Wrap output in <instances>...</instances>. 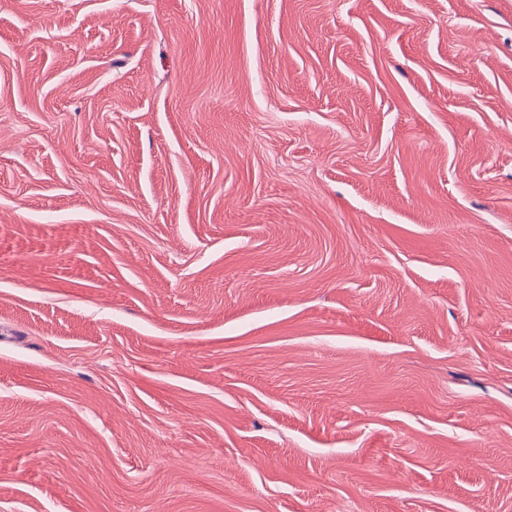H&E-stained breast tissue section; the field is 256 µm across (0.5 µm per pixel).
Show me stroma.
Masks as SVG:
<instances>
[{
  "mask_svg": "<svg viewBox=\"0 0 512 512\" xmlns=\"http://www.w3.org/2000/svg\"><path fill=\"white\" fill-rule=\"evenodd\" d=\"M0 512H512V0H0Z\"/></svg>",
  "mask_w": 512,
  "mask_h": 512,
  "instance_id": "1",
  "label": "stroma"
}]
</instances>
